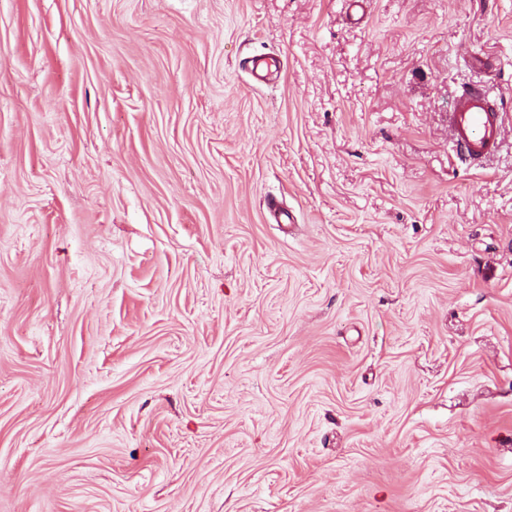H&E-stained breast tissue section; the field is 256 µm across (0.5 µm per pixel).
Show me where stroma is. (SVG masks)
Masks as SVG:
<instances>
[{
  "label": "stroma",
  "instance_id": "35a3bbf8",
  "mask_svg": "<svg viewBox=\"0 0 512 512\" xmlns=\"http://www.w3.org/2000/svg\"><path fill=\"white\" fill-rule=\"evenodd\" d=\"M0 512H512V0H0ZM501 106L486 89L463 88L449 114L450 147L463 163L474 165L497 150L504 133Z\"/></svg>",
  "mask_w": 512,
  "mask_h": 512
}]
</instances>
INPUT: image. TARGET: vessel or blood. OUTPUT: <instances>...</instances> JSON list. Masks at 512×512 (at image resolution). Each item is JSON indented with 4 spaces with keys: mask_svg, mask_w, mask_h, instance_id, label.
<instances>
[{
    "mask_svg": "<svg viewBox=\"0 0 512 512\" xmlns=\"http://www.w3.org/2000/svg\"><path fill=\"white\" fill-rule=\"evenodd\" d=\"M501 116L487 90L463 88L449 114L451 149L463 163L476 164L497 150L504 133Z\"/></svg>",
    "mask_w": 512,
    "mask_h": 512,
    "instance_id": "1",
    "label": "vessel or blood"
}]
</instances>
